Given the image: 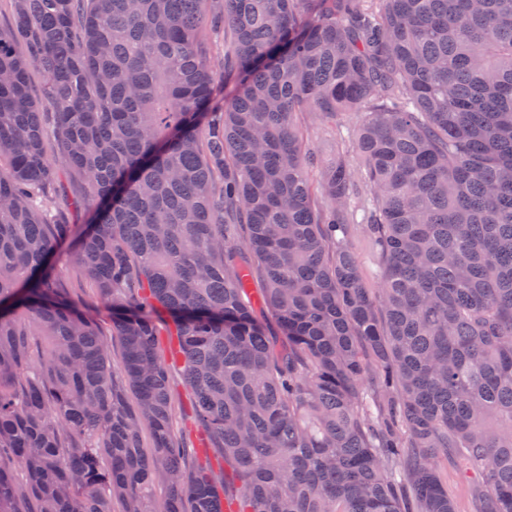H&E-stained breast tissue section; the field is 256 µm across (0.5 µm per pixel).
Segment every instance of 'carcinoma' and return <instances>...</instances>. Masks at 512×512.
Masks as SVG:
<instances>
[{"label": "carcinoma", "instance_id": "cac0c4a2", "mask_svg": "<svg viewBox=\"0 0 512 512\" xmlns=\"http://www.w3.org/2000/svg\"><path fill=\"white\" fill-rule=\"evenodd\" d=\"M203 2L13 0L0 28V459L24 472L0 465V512H224L174 435L158 320L239 512H455L442 458L473 512H512V0ZM207 26L234 33L220 104ZM299 112L363 113L379 288L336 238L355 171ZM58 162L117 361L60 288L71 225L32 206ZM440 472L444 485L448 487L449 495L454 499L456 512H470L472 489L459 480L455 468L450 463L443 464Z\"/></svg>", "mask_w": 512, "mask_h": 512}]
</instances>
